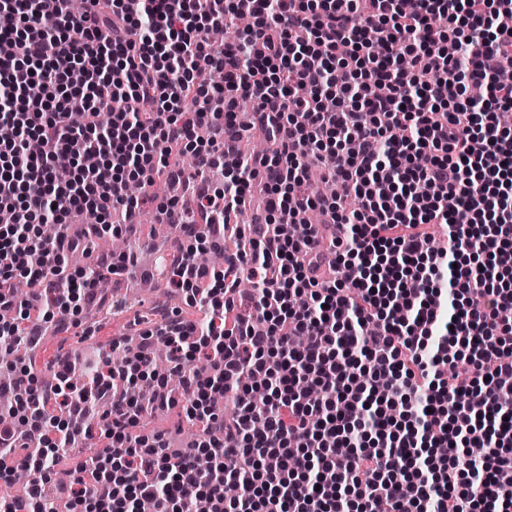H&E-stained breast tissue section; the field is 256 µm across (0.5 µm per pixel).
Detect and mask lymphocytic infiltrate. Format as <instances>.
<instances>
[{
	"label": "lymphocytic infiltrate",
	"mask_w": 512,
	"mask_h": 512,
	"mask_svg": "<svg viewBox=\"0 0 512 512\" xmlns=\"http://www.w3.org/2000/svg\"><path fill=\"white\" fill-rule=\"evenodd\" d=\"M0 0V309L69 314L95 293L67 257L133 219L144 196L126 184L182 179L223 164L218 139L240 138L237 108L270 152L202 185L206 223L179 212L187 240L257 200L248 244L226 255L212 287L190 255L170 278L211 311L177 318L159 339L186 400L165 394L146 350L113 339L119 381L99 371L61 391L13 368L0 393L16 420L0 435V482L33 474L0 512H39L45 479H61L63 512H512V0ZM249 14L215 46L206 32ZM221 73L203 86L195 72ZM485 84L474 101L469 88ZM191 119H183L185 99ZM71 166L55 176L59 158ZM84 218L74 228L71 214ZM261 289L234 301L240 273ZM40 286L19 299L18 281ZM205 359L200 371L183 364ZM223 394L224 417L211 405ZM111 397L89 462L62 469L72 426L46 411L88 413ZM180 406L197 440L170 453L143 434L154 407ZM214 462L205 481L199 457ZM239 486L224 494L226 482Z\"/></svg>",
	"instance_id": "obj_1"
}]
</instances>
